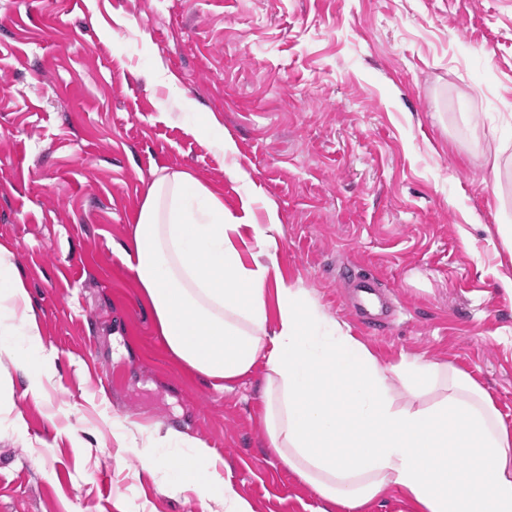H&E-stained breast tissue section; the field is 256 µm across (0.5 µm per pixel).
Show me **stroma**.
I'll list each match as a JSON object with an SVG mask.
<instances>
[{"label": "stroma", "instance_id": "35a3bbf8", "mask_svg": "<svg viewBox=\"0 0 512 512\" xmlns=\"http://www.w3.org/2000/svg\"><path fill=\"white\" fill-rule=\"evenodd\" d=\"M502 144L512 0H0V244L57 352L35 397L1 341L0 512H205L174 469L143 470L131 426L155 422L203 440L255 512H320L267 449L262 368L229 390L184 368L122 260L150 181L178 170L234 213L261 186L286 281L379 361L469 374L512 429ZM347 269L380 279L378 332Z\"/></svg>", "mask_w": 512, "mask_h": 512}]
</instances>
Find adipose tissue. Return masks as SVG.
Masks as SVG:
<instances>
[{"instance_id":"adipose-tissue-1","label":"adipose tissue","mask_w":512,"mask_h":512,"mask_svg":"<svg viewBox=\"0 0 512 512\" xmlns=\"http://www.w3.org/2000/svg\"><path fill=\"white\" fill-rule=\"evenodd\" d=\"M257 205L264 221L235 217L185 171L149 185L120 252L172 355L219 389L264 366L268 446L332 510L363 512L394 488L414 512H512V430L490 395L447 363L380 362L307 289L285 282L278 211L255 186L242 208ZM3 318L34 351L24 368L53 362L0 245ZM141 433L146 468L190 449L178 480L209 512H254L205 442L159 425ZM452 456L462 468L449 467Z\"/></svg>"}]
</instances>
